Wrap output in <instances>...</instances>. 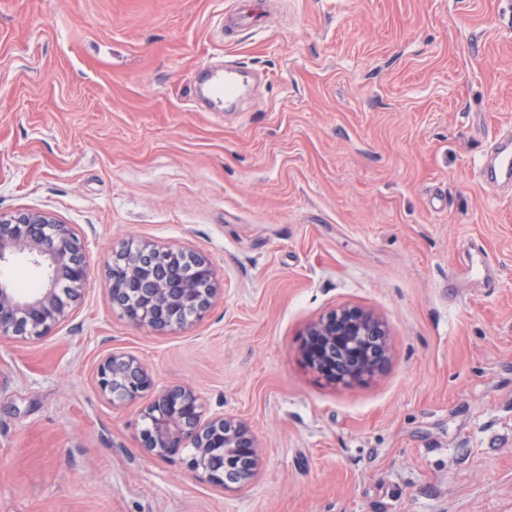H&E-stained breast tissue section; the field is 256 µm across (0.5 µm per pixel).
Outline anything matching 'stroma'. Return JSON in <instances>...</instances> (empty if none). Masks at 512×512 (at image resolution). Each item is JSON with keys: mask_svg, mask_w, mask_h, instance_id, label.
I'll list each match as a JSON object with an SVG mask.
<instances>
[{"mask_svg": "<svg viewBox=\"0 0 512 512\" xmlns=\"http://www.w3.org/2000/svg\"><path fill=\"white\" fill-rule=\"evenodd\" d=\"M237 2L0 0V213H53L89 261L67 321L0 341V512H512V189L480 176L512 130V0H258L234 32ZM131 242L211 262L201 320L113 310ZM344 306L389 330L352 386L299 353ZM113 352L244 421L251 481L142 448L154 394L97 389Z\"/></svg>", "mask_w": 512, "mask_h": 512, "instance_id": "1", "label": "stroma"}]
</instances>
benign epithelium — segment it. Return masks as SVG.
I'll list each match as a JSON object with an SVG mask.
<instances>
[{
    "instance_id": "benign-epithelium-1",
    "label": "benign epithelium",
    "mask_w": 512,
    "mask_h": 512,
    "mask_svg": "<svg viewBox=\"0 0 512 512\" xmlns=\"http://www.w3.org/2000/svg\"><path fill=\"white\" fill-rule=\"evenodd\" d=\"M17 256L44 272L43 286L26 295L0 281V340L38 339L65 322L88 281L84 244L49 212L0 213V265ZM112 307L130 323L162 333L186 327L207 311L218 288L210 262L181 247L128 246L112 261L107 283ZM305 364L325 380L354 385L376 376L388 360L386 324L373 312L343 307L312 323L303 342ZM96 387L121 401H135L153 386L132 355L111 353L99 364ZM200 398L189 388L158 391L143 413L142 447L158 457L195 448L191 470L237 491L260 464L248 426L233 416L203 419Z\"/></svg>"
}]
</instances>
